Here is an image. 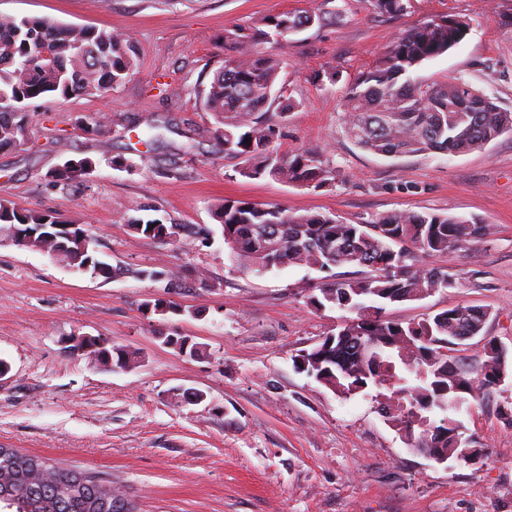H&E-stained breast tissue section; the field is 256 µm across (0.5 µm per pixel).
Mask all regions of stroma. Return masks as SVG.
Listing matches in <instances>:
<instances>
[{
  "label": "stroma",
  "mask_w": 512,
  "mask_h": 512,
  "mask_svg": "<svg viewBox=\"0 0 512 512\" xmlns=\"http://www.w3.org/2000/svg\"><path fill=\"white\" fill-rule=\"evenodd\" d=\"M304 10L320 23L254 49L280 59L298 103L280 152L318 150L336 172L320 188L241 176L244 160L225 156L201 97L224 63L226 33ZM0 14L115 31L137 53L119 85L26 103L29 144L0 150V200L79 220L117 269L94 278L0 242V358L10 365L0 376V446L111 481L131 512H512V376L461 412L483 447L477 463L427 458L388 425L374 396L339 397L293 363L344 317L311 304L316 286L366 269H239L211 212L229 199L349 224L409 209L492 225L489 237L431 258L456 287L386 315L416 322L483 307L492 313L483 335L450 359L484 360L489 337L512 349V132L462 154L386 157L351 142L341 112L347 85L398 38L448 16L465 18L469 31L418 77L464 79L512 112V0H407L399 14L373 0H0ZM332 70L335 83L316 81ZM103 115L107 126L94 132ZM117 155L133 168L113 167ZM77 156L92 157L95 170L52 185L49 173ZM145 217L208 236L189 249L149 239L132 227ZM142 269L162 277L138 278ZM197 270L210 287L193 282ZM155 299L184 315L157 314ZM84 334L138 351L139 366L111 370L71 353L67 337ZM180 336L205 344L206 356L168 345ZM185 389L206 398L176 402Z\"/></svg>",
  "instance_id": "1"
}]
</instances>
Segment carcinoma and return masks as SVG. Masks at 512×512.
Here are the masks:
<instances>
[{
	"label": "carcinoma",
	"instance_id": "carcinoma-1",
	"mask_svg": "<svg viewBox=\"0 0 512 512\" xmlns=\"http://www.w3.org/2000/svg\"><path fill=\"white\" fill-rule=\"evenodd\" d=\"M321 20L313 12H284L268 17L252 33L226 36L232 53L224 57L207 89L204 109L224 154L245 159L242 175L270 176L289 184L320 188L336 177L322 155L310 149L283 154L275 146L280 127L265 116L266 106L280 103L285 118L296 102L278 85L281 62L254 52L256 42H276L300 33ZM468 23L448 16L399 38L369 71L348 86L342 101L344 132L358 147L395 157L422 152L465 153L512 131V113L458 78L429 84L414 76L425 61L436 58L465 37ZM136 54L123 34L65 25L49 18L0 15V148L20 146L27 126L21 104L42 97L67 100L91 96L123 82L135 69ZM90 157L66 160L49 174L54 185L77 181L93 171ZM224 238L235 244L233 259L246 269L267 261L269 269L285 265L318 271L333 267L368 268L357 280L336 279L319 288L311 303L334 304L355 314L337 327L334 338L296 356L305 372L336 386V373L354 386L353 393L386 389L385 420L407 444L424 454L457 457L468 437L456 417L469 399L490 392L498 378L509 376V352L488 356L461 367L448 360L460 345L458 337L484 335L490 311L457 305L418 323L404 325L384 315L385 305L422 299L455 287L448 270L426 259L493 233L489 224L442 214L394 210L371 224H347L324 212L297 213L277 205L226 200L213 209ZM15 224L35 235L21 246L55 252L77 271H94L108 279L115 273L90 247L76 221L47 212L21 210L0 200V233L12 234ZM153 229H148V226ZM137 232L166 238L183 248L195 238L177 225L158 219L137 220ZM191 357L206 346L182 337L174 342ZM70 348L107 368L128 369L138 353L99 337L72 340ZM0 505L15 512H130L112 482L61 467L49 459L0 447Z\"/></svg>",
	"mask_w": 512,
	"mask_h": 512
}]
</instances>
